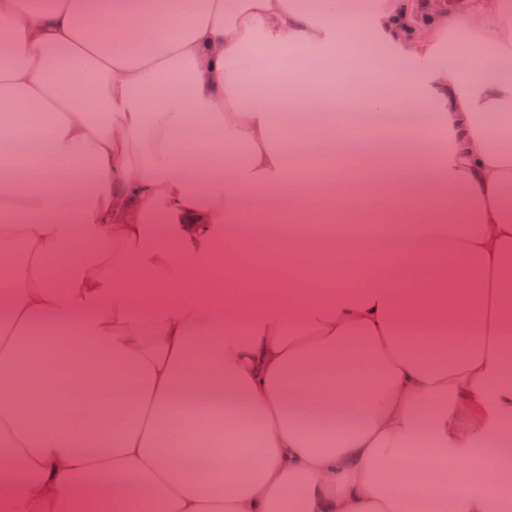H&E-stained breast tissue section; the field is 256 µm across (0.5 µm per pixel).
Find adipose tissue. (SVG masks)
<instances>
[{"instance_id":"obj_1","label":"adipose tissue","mask_w":512,"mask_h":512,"mask_svg":"<svg viewBox=\"0 0 512 512\" xmlns=\"http://www.w3.org/2000/svg\"><path fill=\"white\" fill-rule=\"evenodd\" d=\"M351 22L370 47L347 94L389 111L390 79L429 115L402 140L403 195L338 198L395 230L355 245L358 290L317 294L315 252L265 292L222 285L216 257L284 260L246 231L252 202L272 222L331 193L289 178L288 146L322 155L335 130L273 119L326 95L272 87L268 55H335ZM226 140L245 148L229 169ZM0 259V512H498L512 0H0ZM218 429L223 470L192 469Z\"/></svg>"}]
</instances>
